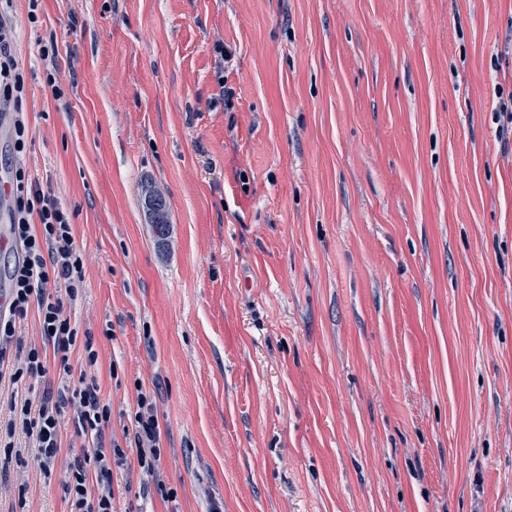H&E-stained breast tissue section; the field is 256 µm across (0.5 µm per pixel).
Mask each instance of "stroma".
<instances>
[{
    "label": "stroma",
    "instance_id": "35a3bbf8",
    "mask_svg": "<svg viewBox=\"0 0 512 512\" xmlns=\"http://www.w3.org/2000/svg\"><path fill=\"white\" fill-rule=\"evenodd\" d=\"M27 12L24 166L85 256L112 433L152 396L176 493L131 453L116 512H512V0ZM72 439L51 484L0 470V512H69ZM496 95L498 101L493 113L499 133L504 136L510 131L512 135V90L505 94L504 88L499 86ZM151 198L149 202L150 212L152 214L151 223L157 228V243L159 246H165L167 234L169 236L170 224L168 220L167 202L160 194H153L147 197Z\"/></svg>",
    "mask_w": 512,
    "mask_h": 512
}]
</instances>
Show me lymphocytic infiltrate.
Segmentation results:
<instances>
[{
	"label": "lymphocytic infiltrate",
	"instance_id": "obj_1",
	"mask_svg": "<svg viewBox=\"0 0 512 512\" xmlns=\"http://www.w3.org/2000/svg\"><path fill=\"white\" fill-rule=\"evenodd\" d=\"M13 0H0V114L13 113L10 150L25 154L28 126L22 114L24 76L13 54ZM12 223L10 235L21 257L10 273L8 305L0 312V380L18 385L56 370L57 390L42 395L11 398V416L4 431L6 449H13L16 434H24L34 452L30 465L44 480H51L61 448L64 421H71L85 446L74 458L63 485L70 512H113L111 460L135 452L143 472L152 475L161 457V429L154 405L139 395L132 433L124 441L112 436V405L99 391L96 378L76 373L74 349H82L88 366H95L98 351L91 333L81 332L69 313L85 280L84 254L76 245L72 224L51 191L30 178L22 165L12 170ZM38 312L40 344L22 345L16 322L29 309Z\"/></svg>",
	"mask_w": 512,
	"mask_h": 512
}]
</instances>
